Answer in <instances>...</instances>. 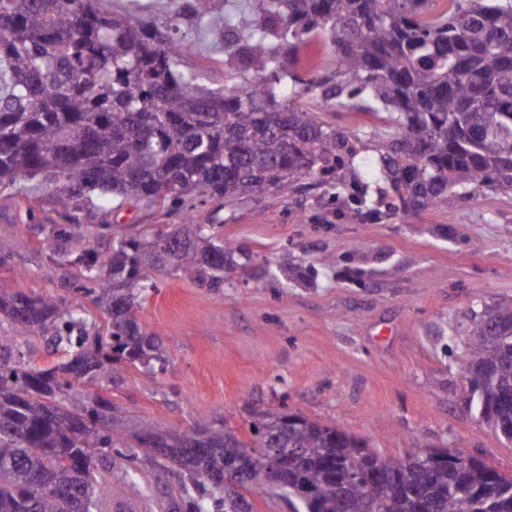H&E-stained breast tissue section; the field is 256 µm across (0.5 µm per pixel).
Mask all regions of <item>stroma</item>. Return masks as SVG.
I'll return each instance as SVG.
<instances>
[{"label": "stroma", "mask_w": 512, "mask_h": 512, "mask_svg": "<svg viewBox=\"0 0 512 512\" xmlns=\"http://www.w3.org/2000/svg\"><path fill=\"white\" fill-rule=\"evenodd\" d=\"M325 119L354 155L340 184L234 207L197 202L235 266L218 287L163 271L135 313L160 336L166 371L118 364L96 391L135 421L172 430L206 417L247 433L267 410L297 412L401 456L452 448L512 477V442L479 420L459 366L485 307L512 302V195L469 188L447 206L392 207L376 179L379 138L342 112ZM375 216L348 219L353 186ZM55 190L0 199V294L72 299L85 270L54 261L46 227L80 225L99 257L113 238L170 230L179 214L133 202L65 213Z\"/></svg>", "instance_id": "obj_1"}]
</instances>
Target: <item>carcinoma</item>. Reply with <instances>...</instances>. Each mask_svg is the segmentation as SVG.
<instances>
[{
	"instance_id": "cac0c4a2",
	"label": "carcinoma",
	"mask_w": 512,
	"mask_h": 512,
	"mask_svg": "<svg viewBox=\"0 0 512 512\" xmlns=\"http://www.w3.org/2000/svg\"><path fill=\"white\" fill-rule=\"evenodd\" d=\"M183 0L166 29L102 0H0V191L37 180L65 211L98 202L167 208L208 197L231 207L331 177L350 153L323 113L390 129L377 177L405 206H440L488 184L512 194V0ZM224 43V87L182 69L196 37ZM324 36L337 67L303 65ZM81 233L47 246L88 272L99 328L80 301L0 296V323L38 336L41 368L0 344V512H112L145 496L139 467H176L178 512H254L247 491L291 512H512V477L446 448L386 455L299 413L267 411L250 436L204 418L183 430L136 423L91 385L119 362L165 369L163 344L131 309L171 269L224 282L230 248L192 210L182 224L112 241L101 260ZM461 371L480 419L512 440V304L486 308ZM247 482H211L224 468ZM284 479L270 483L268 468Z\"/></svg>"
}]
</instances>
